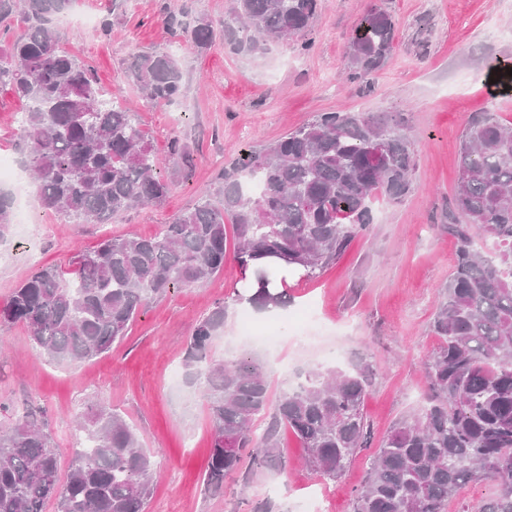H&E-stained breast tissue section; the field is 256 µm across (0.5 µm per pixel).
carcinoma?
Here are the masks:
<instances>
[{
	"label": "carcinoma",
	"instance_id": "1",
	"mask_svg": "<svg viewBox=\"0 0 512 512\" xmlns=\"http://www.w3.org/2000/svg\"><path fill=\"white\" fill-rule=\"evenodd\" d=\"M73 0H0V23L21 14L23 29L0 83L25 102L19 131L41 205L71 222L109 224L126 211L161 203L171 179L156 170L146 133L132 112L96 83L91 67L61 49L49 27ZM318 0H235L224 33L251 52L305 33ZM167 23L200 51L215 39L209 21L189 25L165 7ZM396 22L373 11L359 22L347 53L348 79L368 83L394 50ZM131 78L148 101L182 93L179 60L168 53L134 58ZM384 154H372L375 144ZM414 141L398 112H321L261 149H245L224 170L222 198L202 199L154 235L113 237L80 251L66 270H35L0 307L51 360L78 363L108 351L153 299L202 286L224 271L225 226L236 230L234 260L255 289L235 302L258 312L289 303L277 290L275 261L312 279L357 237L369 234L373 204L411 188ZM455 209L448 225L458 243L426 359L428 394L416 413L382 440L355 491L354 512H444L461 486L493 481L498 493L481 512H512V130L493 112L475 116L459 146ZM12 198L0 193V240L11 225ZM495 240L490 254L474 239ZM218 304L189 336L184 366L213 422L204 475L219 492L224 477L249 464L278 463L280 433L291 432L312 473L334 480L366 447L361 404L375 370L313 369L273 402L261 364L243 356L215 360L210 345L224 329ZM272 410L263 433L256 417ZM84 437L66 480L51 436L31 412L0 435V512H146L154 464L139 436L110 405L87 407Z\"/></svg>",
	"mask_w": 512,
	"mask_h": 512
}]
</instances>
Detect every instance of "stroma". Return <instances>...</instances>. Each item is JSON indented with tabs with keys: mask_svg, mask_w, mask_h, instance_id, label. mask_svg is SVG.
Instances as JSON below:
<instances>
[{
	"mask_svg": "<svg viewBox=\"0 0 512 512\" xmlns=\"http://www.w3.org/2000/svg\"><path fill=\"white\" fill-rule=\"evenodd\" d=\"M192 15L212 22V47L197 51L174 37L163 15L165 0H73L52 23L57 43L88 63L112 97L133 107L162 174L172 188L159 205L114 218L109 224H72L42 208L35 180L26 183L31 224L12 226L0 241V305L41 265L68 267L78 251L108 237L153 235L195 206L201 192H216L225 167L240 150L259 149L319 112L399 111L415 141L412 188L401 200L375 204L369 235L318 278L291 280L285 309L253 313L262 327H278L279 346L239 336L244 308L231 299L241 285L234 261L201 287L179 288L154 300L111 351L92 360L58 363L34 346L26 327L0 323V431L31 408L57 448L61 475L71 470L83 431L79 417L89 400L107 401L137 431L156 472L146 512H252L270 500L272 512H299L309 489L325 495L329 512H353V492L370 457L392 427L423 402L424 362L438 339L430 331L438 291L447 284L455 241L446 231L452 213L461 134L477 112H495L512 126V93H487L482 77L492 66L512 65V0H320L304 38L267 43L260 53L238 51L224 37L232 0H185ZM382 10L397 22L395 49L371 86L349 82L346 56L359 20ZM109 19L107 34L89 18ZM309 49H302V42ZM171 52L184 88L173 104L145 102L127 77L142 53ZM24 104L0 85V154L18 167L26 149L17 129ZM186 147L171 158V141ZM226 303L224 329L212 355L233 360L249 354L264 365L272 398L316 368L373 365L363 413L371 436L365 450L334 480L316 477L290 432L280 436L281 469L228 474L224 491L209 493L203 476L213 423L208 406L184 367L186 342L198 321ZM318 314L315 338H295V312Z\"/></svg>",
	"mask_w": 512,
	"mask_h": 512,
	"instance_id": "1",
	"label": "stroma"
}]
</instances>
